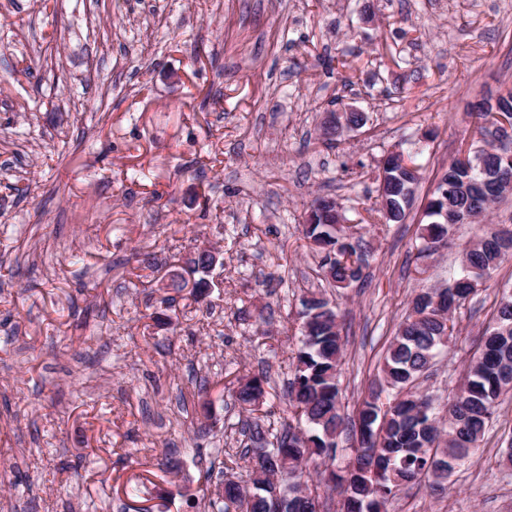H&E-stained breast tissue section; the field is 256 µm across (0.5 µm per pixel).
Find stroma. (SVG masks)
<instances>
[{"label": "stroma", "instance_id": "1", "mask_svg": "<svg viewBox=\"0 0 512 512\" xmlns=\"http://www.w3.org/2000/svg\"><path fill=\"white\" fill-rule=\"evenodd\" d=\"M512 90V0H0V512H203L215 447L240 450L228 385L268 372L265 425L290 418L300 299L324 291L352 415L422 284L460 270L477 232L415 275L417 220L476 137L471 105ZM368 113L327 145L326 113ZM420 166L400 224H371L368 276L318 275L317 197L349 219L380 162ZM219 246L223 283L168 295ZM512 285L505 261L461 309L422 383L445 411ZM512 398L446 494L389 512H512Z\"/></svg>", "mask_w": 512, "mask_h": 512}]
</instances>
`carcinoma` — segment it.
I'll return each mask as SVG.
<instances>
[{
  "label": "carcinoma",
  "instance_id": "cac0c4a2",
  "mask_svg": "<svg viewBox=\"0 0 512 512\" xmlns=\"http://www.w3.org/2000/svg\"><path fill=\"white\" fill-rule=\"evenodd\" d=\"M490 109L478 106L477 137L465 164H450L429 197L418 256L447 245L456 225L478 217L507 194L493 189L500 174L512 178V130L487 122ZM420 169L384 167L385 202L370 209L371 219L401 223L411 206ZM331 199L319 201L315 223L305 225L319 267L334 288H348L364 277L370 250L360 233L346 234L329 223ZM512 254V229L484 230L464 249L460 273L446 288H421L410 313L399 324L383 356L378 377L367 387L355 414L341 413L339 372L344 340L336 310L321 293L302 298L301 346L291 362L288 405L292 422L271 434L260 423L266 374L238 379L233 397L245 416L249 444L224 454L222 473L248 469L249 486L226 479L222 498L209 512H322L320 497L299 489L312 482L309 464L326 465V482L336 483L340 512H386L406 486L427 484L445 492L450 478L475 454L498 406L512 393V289H505L481 346L468 362L463 383L448 402L447 425L434 426L433 400L419 380L436 363L440 349L456 333V314L474 296L476 279H487ZM350 454L333 469L340 436Z\"/></svg>",
  "mask_w": 512,
  "mask_h": 512
}]
</instances>
